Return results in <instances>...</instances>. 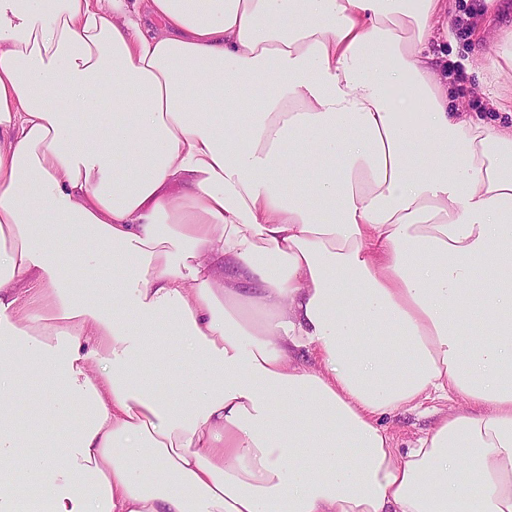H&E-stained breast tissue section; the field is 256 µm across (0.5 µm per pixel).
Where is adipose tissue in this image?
Returning <instances> with one entry per match:
<instances>
[{
	"mask_svg": "<svg viewBox=\"0 0 512 512\" xmlns=\"http://www.w3.org/2000/svg\"><path fill=\"white\" fill-rule=\"evenodd\" d=\"M447 22L0 0V512H512V123ZM447 409L458 408L460 401L455 396H448L445 400H428L419 410L408 411L401 410L387 413L379 417V424L383 426L391 436L395 447L405 449L413 443L418 437H421L431 431L437 420V416L422 414L421 411L426 407Z\"/></svg>",
	"mask_w": 512,
	"mask_h": 512,
	"instance_id": "ef3b65f1",
	"label": "adipose tissue"
}]
</instances>
